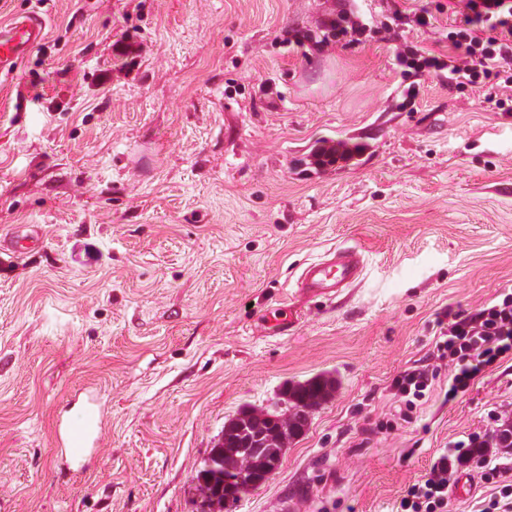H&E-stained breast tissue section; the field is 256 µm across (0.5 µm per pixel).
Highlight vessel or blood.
I'll return each instance as SVG.
<instances>
[{"label": "vessel or blood", "mask_w": 512, "mask_h": 512, "mask_svg": "<svg viewBox=\"0 0 512 512\" xmlns=\"http://www.w3.org/2000/svg\"><path fill=\"white\" fill-rule=\"evenodd\" d=\"M45 21L35 13L17 15L0 26V72L12 71L27 52L45 35ZM363 255L355 248H334L300 271L294 293L295 301L282 302L267 310L261 317V326L271 335L288 332L302 319L299 299H330L342 290L359 282L363 273ZM82 415L79 421L68 423L61 433L59 447L67 465L73 471L84 469L88 456L102 447L106 421L101 411L100 390L89 385L81 390Z\"/></svg>", "instance_id": "obj_1"}]
</instances>
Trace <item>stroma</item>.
<instances>
[{
    "label": "stroma",
    "instance_id": "stroma-1",
    "mask_svg": "<svg viewBox=\"0 0 512 512\" xmlns=\"http://www.w3.org/2000/svg\"><path fill=\"white\" fill-rule=\"evenodd\" d=\"M381 3L0 0V24L47 23L0 75V233L40 240L0 255V512H196L225 423L318 374L332 398L225 512H391L440 449L512 420L506 360L454 399L439 370L412 423L378 426L438 318L512 286V112L435 78L401 107L380 35L317 43ZM340 142L359 155L318 167ZM338 246L364 255L354 287L255 328ZM88 384L106 433L75 473L56 432ZM491 492L468 466L448 512ZM301 319L302 310L299 304L285 301L261 316V327L270 335L284 334L296 327Z\"/></svg>",
    "mask_w": 512,
    "mask_h": 512
}]
</instances>
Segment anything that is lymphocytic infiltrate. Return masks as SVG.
I'll list each match as a JSON object with an SVG mask.
<instances>
[{
  "mask_svg": "<svg viewBox=\"0 0 512 512\" xmlns=\"http://www.w3.org/2000/svg\"><path fill=\"white\" fill-rule=\"evenodd\" d=\"M435 11L449 12L454 21L444 33L446 48L427 50L405 41L410 27L430 25L428 10H409L399 0H388L382 19L341 11L330 19L322 44L358 45L365 35L385 33L395 45L394 55L404 79L405 102L414 104L422 81L440 78L449 87L489 88L486 101L494 112H512V0H438ZM433 357L448 367V395L456 397L469 389L487 368L512 356V288L503 287L496 299L472 312H448L438 320ZM436 374L429 366H413L392 382L400 405L386 428L395 421H410L417 402L433 385ZM479 462L484 483H500L483 512H512V483H504L507 466L479 459L474 440L458 441L441 452L426 474L410 486L399 502V512H447L448 487L462 467Z\"/></svg>",
  "mask_w": 512,
  "mask_h": 512,
  "instance_id": "1",
  "label": "lymphocytic infiltrate"
}]
</instances>
